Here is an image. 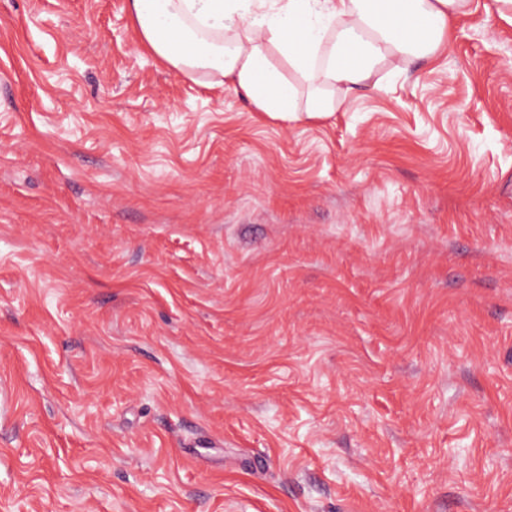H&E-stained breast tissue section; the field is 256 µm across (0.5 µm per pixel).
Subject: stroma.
<instances>
[{"mask_svg":"<svg viewBox=\"0 0 512 512\" xmlns=\"http://www.w3.org/2000/svg\"><path fill=\"white\" fill-rule=\"evenodd\" d=\"M0 512H512L497 0L321 117L0 0Z\"/></svg>","mask_w":512,"mask_h":512,"instance_id":"1","label":"stroma"}]
</instances>
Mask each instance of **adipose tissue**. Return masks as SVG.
<instances>
[{"mask_svg":"<svg viewBox=\"0 0 512 512\" xmlns=\"http://www.w3.org/2000/svg\"><path fill=\"white\" fill-rule=\"evenodd\" d=\"M471 0H127L141 38L187 78L212 72L262 112L342 109L387 64L447 47Z\"/></svg>","mask_w":512,"mask_h":512,"instance_id":"obj_1","label":"adipose tissue"}]
</instances>
